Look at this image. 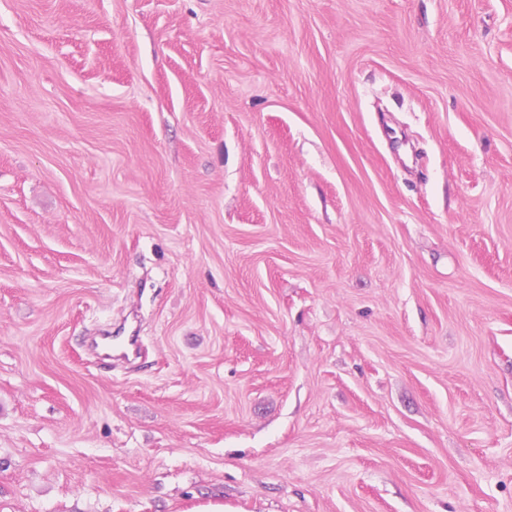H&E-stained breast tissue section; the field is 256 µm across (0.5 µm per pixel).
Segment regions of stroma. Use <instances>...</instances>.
Returning <instances> with one entry per match:
<instances>
[{"mask_svg": "<svg viewBox=\"0 0 512 512\" xmlns=\"http://www.w3.org/2000/svg\"><path fill=\"white\" fill-rule=\"evenodd\" d=\"M208 501L512 512V0H0V512Z\"/></svg>", "mask_w": 512, "mask_h": 512, "instance_id": "stroma-1", "label": "stroma"}]
</instances>
